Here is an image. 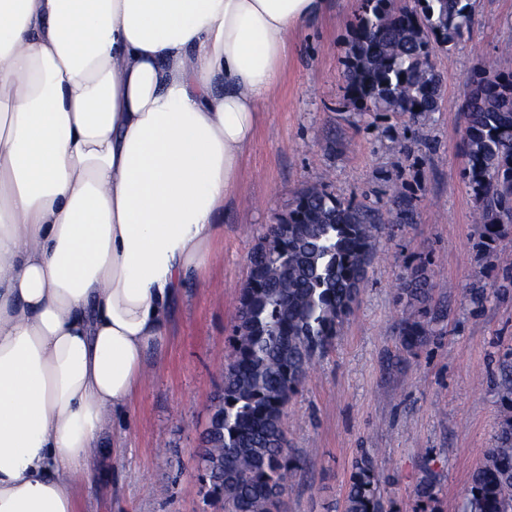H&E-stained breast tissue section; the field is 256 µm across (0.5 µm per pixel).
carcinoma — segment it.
Returning a JSON list of instances; mask_svg holds the SVG:
<instances>
[{
	"instance_id": "carcinoma-1",
	"label": "carcinoma",
	"mask_w": 512,
	"mask_h": 512,
	"mask_svg": "<svg viewBox=\"0 0 512 512\" xmlns=\"http://www.w3.org/2000/svg\"><path fill=\"white\" fill-rule=\"evenodd\" d=\"M472 25V0H359L345 64L354 109L414 120L436 111L441 84L433 50L456 45ZM477 81L484 97L468 110L464 176L489 248L512 228V72ZM381 223L378 211L337 198L321 181L293 195L288 224L269 226L250 254L218 404L224 423L200 456L208 496L224 512H280L288 473L297 468L285 445L284 407L353 313ZM432 291L417 266L400 276L397 299L411 311L400 330L407 353L446 333ZM498 370L508 414L474 472L464 512H512V348L500 353ZM380 485L373 460L357 459L345 512H385ZM439 492L436 474L425 469L418 497L430 512H438Z\"/></svg>"
}]
</instances>
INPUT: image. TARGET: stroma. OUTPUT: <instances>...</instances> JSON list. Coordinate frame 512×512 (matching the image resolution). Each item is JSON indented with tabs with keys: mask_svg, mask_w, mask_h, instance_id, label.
I'll return each mask as SVG.
<instances>
[{
	"mask_svg": "<svg viewBox=\"0 0 512 512\" xmlns=\"http://www.w3.org/2000/svg\"><path fill=\"white\" fill-rule=\"evenodd\" d=\"M356 0H330L327 13L289 37L286 62L224 204L220 259L206 283L183 288L164 347L148 358L146 383L111 418L97 474L80 488L76 512H224L207 498L197 460L210 409L224 384L238 296L251 252L294 193L327 178L343 200L383 216L369 279L333 347L316 358L288 404L284 427L298 467L283 512H343L361 453L381 476L387 512H421L424 468L442 488L440 512H463L471 476L503 419L495 381L499 353L512 347V295L498 298L500 260L478 248L482 226L464 179L467 128L463 83L482 70L512 71V0H474L471 35L436 50L438 110L421 121L393 114L360 118L343 73ZM412 202L403 220L396 194ZM426 266L432 304L447 332L405 353L408 313L397 278ZM489 300L469 301L472 289Z\"/></svg>",
	"mask_w": 512,
	"mask_h": 512,
	"instance_id": "stroma-1",
	"label": "stroma"
}]
</instances>
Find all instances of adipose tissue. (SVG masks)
Segmentation results:
<instances>
[{
    "label": "adipose tissue",
    "mask_w": 512,
    "mask_h": 512,
    "mask_svg": "<svg viewBox=\"0 0 512 512\" xmlns=\"http://www.w3.org/2000/svg\"><path fill=\"white\" fill-rule=\"evenodd\" d=\"M328 0H0V512H75Z\"/></svg>",
    "instance_id": "obj_1"
}]
</instances>
